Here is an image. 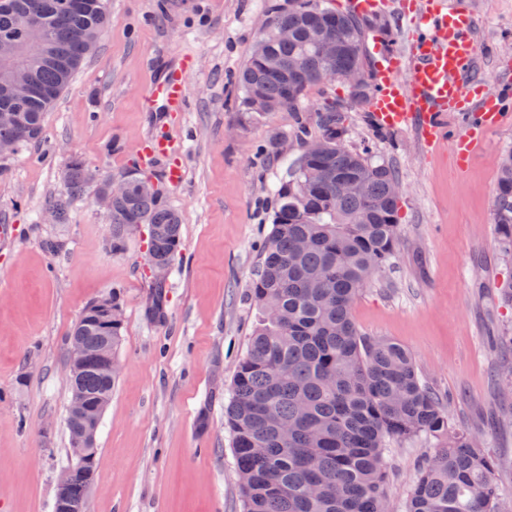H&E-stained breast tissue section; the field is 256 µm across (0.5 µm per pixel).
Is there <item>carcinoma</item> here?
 Instances as JSON below:
<instances>
[{
  "label": "carcinoma",
  "mask_w": 512,
  "mask_h": 512,
  "mask_svg": "<svg viewBox=\"0 0 512 512\" xmlns=\"http://www.w3.org/2000/svg\"><path fill=\"white\" fill-rule=\"evenodd\" d=\"M37 18L49 40L65 46L60 59L34 48L26 19ZM108 22L105 0H0V42L16 44L0 59V110L16 116L0 122V143L19 148L45 133V118L74 72L97 47ZM320 25L341 50L334 56L311 44L308 29ZM286 26L294 36H276ZM370 21L321 7L320 0H290L271 16L236 76L243 91L238 111L258 94L273 111L302 112L307 89L326 67H364V28ZM275 57L280 69L266 66ZM33 69L32 90L19 93L7 72ZM316 131L299 123L302 142L321 140L318 153L303 151L272 193L273 227L264 238L250 297L259 310L247 355L237 362L226 422L244 498V512H388L383 453L386 438L448 430L447 404L418 377L413 355L402 345L361 333L351 307L374 273L395 255L399 199L390 195L396 169L375 164L369 148L346 144L344 108L334 102L314 112ZM353 178L360 195L340 196L337 183ZM91 179L72 160L68 189ZM126 192L112 199V251L148 225L149 268L172 270L181 248V215L156 188L135 173ZM500 252L512 256V152L504 155L495 196ZM122 323L107 325L87 307L71 335L90 355L103 337L120 342ZM117 378L106 381L91 364L69 381L71 399L91 410L112 399ZM497 459L469 435L448 439L420 469L407 512H498ZM87 474L71 473L68 512H88Z\"/></svg>",
  "instance_id": "obj_1"
}]
</instances>
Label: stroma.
<instances>
[{
	"instance_id": "35a3bbf8",
	"label": "stroma",
	"mask_w": 512,
	"mask_h": 512,
	"mask_svg": "<svg viewBox=\"0 0 512 512\" xmlns=\"http://www.w3.org/2000/svg\"><path fill=\"white\" fill-rule=\"evenodd\" d=\"M477 54L470 78L507 92L504 118L465 170L452 153L462 116L444 118L445 139L417 129L378 131L369 104L341 81L311 87L307 111L327 102L348 115L346 142L370 145L398 171L396 255L352 306L365 335L411 351L422 383L449 398L447 434L391 441L384 453L390 512H407L420 466L466 433L498 460L512 512V258L494 233L495 186L512 151V0H471ZM288 0H107L95 50L46 116L42 142L20 148L0 174V512H54L70 462L69 335L84 308L119 292V377L98 429L89 512H243L224 410L237 360L258 310L249 297L259 243L272 227L270 196L303 145L295 113L253 118L237 110L235 75L272 8ZM181 112L142 108L149 85L182 55ZM165 135L183 163L168 180L164 158L143 145ZM82 159L94 179L71 196L65 223L48 219L66 195L64 174ZM158 186L182 218V246L166 282L165 316L150 319L153 279L147 228L124 250L98 202L99 180L131 170ZM59 244L48 251L46 241Z\"/></svg>"
}]
</instances>
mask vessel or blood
I'll return each instance as SVG.
<instances>
[{
  "mask_svg": "<svg viewBox=\"0 0 512 512\" xmlns=\"http://www.w3.org/2000/svg\"><path fill=\"white\" fill-rule=\"evenodd\" d=\"M401 18L430 29L429 37L410 51L390 49L385 35L371 40V77L377 87L371 107L378 124L401 129L420 125L426 144L435 145L442 132V119L455 112L470 117L468 132L457 144L460 164H467L482 145V134L502 119L501 96L484 94L462 76L476 54L474 15L463 5L449 0H398ZM186 59L155 80L144 100L149 112L181 111L186 98L183 70ZM409 70L400 80L401 70Z\"/></svg>",
  "mask_w": 512,
  "mask_h": 512,
  "instance_id": "1",
  "label": "vessel or blood"
}]
</instances>
